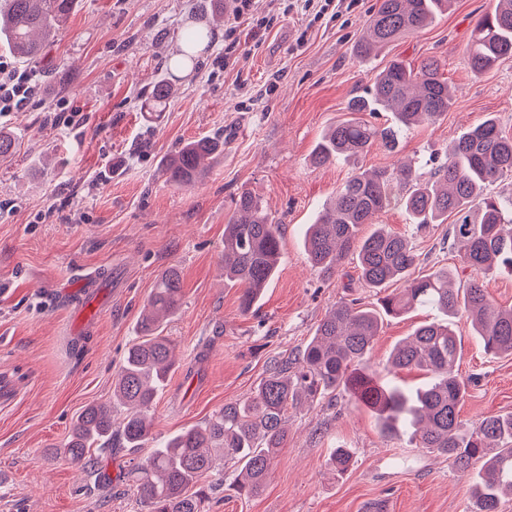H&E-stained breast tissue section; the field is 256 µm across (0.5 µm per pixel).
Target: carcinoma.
<instances>
[{"label": "carcinoma", "instance_id": "1", "mask_svg": "<svg viewBox=\"0 0 512 512\" xmlns=\"http://www.w3.org/2000/svg\"><path fill=\"white\" fill-rule=\"evenodd\" d=\"M454 0H377L356 43L357 55L370 58L402 37L413 35L448 12ZM74 0H7L0 9V41L21 60L39 58L50 37L68 19ZM471 73L478 77L512 58V0H494L475 23L466 47ZM172 85L159 82L151 92L160 109ZM451 105L448 79L434 57L411 67L394 60L374 77L365 96L349 101L347 111L392 112V126L377 127L352 116L339 121L317 144L318 166L367 154L381 142L388 150L399 138L439 120ZM224 142L204 137L183 144L162 165L166 180L195 184ZM512 181V136L487 116L452 141L444 159L423 173L410 163L393 168L358 170L336 191L304 233L312 266L333 274L352 253L359 278L378 295L376 307L340 301L318 324L296 355L274 362L249 396L224 404L204 424L188 428L152 449L133 465L131 477L145 512H204L208 477L220 462L240 467L234 479L238 494L262 491L279 448L287 440L288 408L310 406L338 392L357 406L373 410L389 435L409 434L419 447L448 457L461 471L477 466L471 488L474 512H499L503 494H512V413L484 417L471 428L460 419L466 381L458 372L461 342L453 318L465 313L483 348L512 355V309L488 298L477 279L454 287L459 270L487 273L499 266L512 272V199L487 193L498 181ZM391 206H400L419 228L450 224V246L460 269L438 268L415 274L417 255L410 238L374 224ZM280 257L279 224L249 192L234 198L224 225V280L241 288L239 308L246 314L258 303L274 277ZM401 287L390 289L393 284ZM182 288L175 269L165 271L139 317L137 336L127 350L114 382L113 396L126 407L121 420L112 408L91 404L76 417L73 430L57 452L87 473L97 472L95 450L121 445L140 448L151 438L153 408L175 365V344L163 335L165 324L180 309ZM428 306L442 319L424 323L399 342L390 367L429 374L420 387L406 388L381 379L369 353L383 318L398 317ZM334 470L353 465L349 451L331 454Z\"/></svg>", "mask_w": 512, "mask_h": 512}]
</instances>
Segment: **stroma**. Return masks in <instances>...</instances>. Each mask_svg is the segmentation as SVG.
Instances as JSON below:
<instances>
[{
    "label": "stroma",
    "instance_id": "1",
    "mask_svg": "<svg viewBox=\"0 0 512 512\" xmlns=\"http://www.w3.org/2000/svg\"><path fill=\"white\" fill-rule=\"evenodd\" d=\"M492 0H455L448 13L377 56L354 53L376 0L355 12L309 23L303 9L280 15L277 0H259L257 15L278 21L267 32H242L235 65L221 68L224 24L238 0L211 18L210 0H77L41 59H17L0 45V61L33 74L34 95L0 116L13 150L0 158V373L21 396L0 407V512H142L127 477L148 448L98 451L95 476L52 456L89 404L112 406V383L137 334V321L159 276L176 269L183 305L165 326L177 363L152 409L160 439L202 424L248 396L276 360L302 349L341 298L376 302L358 280L355 258L336 274L312 268L305 224L356 168L399 159L429 170L461 131L486 116L512 135V59L473 77L465 47ZM211 29V45L183 68L172 53L188 28ZM302 48H295L299 35ZM438 58L453 90L447 114L401 138L395 151L374 146L358 161L317 167L311 155L323 132L346 118L349 100L370 88L391 60L416 65ZM175 92L160 122L145 120L148 94L160 81ZM223 136L224 150L191 188L166 181L161 164L183 143ZM259 197L280 223L275 278L253 312L239 310L240 290L225 284L224 224L240 191ZM379 223L408 236L417 273L454 267L448 227L417 229L401 207ZM105 291L95 323L76 328L59 293L84 275ZM431 309L384 318L370 361L384 378L415 387L423 376L392 371L388 356ZM459 371L469 387L460 409L467 425L512 413V356L485 352L459 316ZM350 449L355 464L331 471L329 453ZM233 465L209 495L206 512H472L473 472L387 436L376 415L337 396L288 412V440L264 490L235 493Z\"/></svg>",
    "mask_w": 512,
    "mask_h": 512
}]
</instances>
